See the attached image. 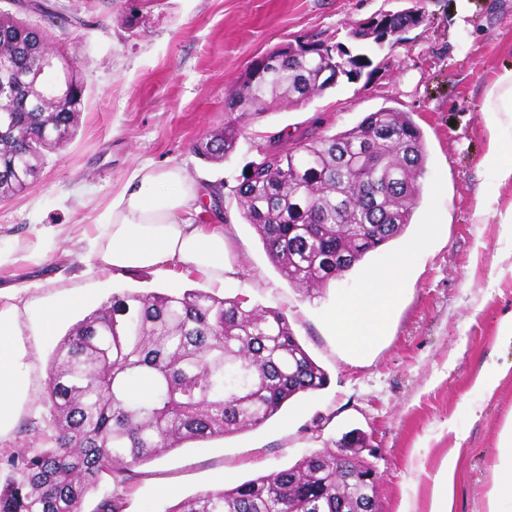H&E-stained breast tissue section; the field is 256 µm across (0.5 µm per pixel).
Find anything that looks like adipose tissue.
<instances>
[{
	"instance_id": "ef3b65f1",
	"label": "adipose tissue",
	"mask_w": 512,
	"mask_h": 512,
	"mask_svg": "<svg viewBox=\"0 0 512 512\" xmlns=\"http://www.w3.org/2000/svg\"><path fill=\"white\" fill-rule=\"evenodd\" d=\"M483 116L490 133L482 167L501 183L512 182V69H503L484 98ZM209 200L181 167L147 163L135 169L113 198L101 232L88 243L90 270L158 271L170 266L224 280L225 234L200 223ZM399 270L372 273L366 288L341 294L328 317L339 345L349 354L368 355L384 338L401 296ZM17 316L0 309V432L13 423L26 372L21 362ZM497 477L488 512L512 504V422L503 430Z\"/></svg>"
}]
</instances>
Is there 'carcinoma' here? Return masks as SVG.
<instances>
[{
    "instance_id": "1",
    "label": "carcinoma",
    "mask_w": 512,
    "mask_h": 512,
    "mask_svg": "<svg viewBox=\"0 0 512 512\" xmlns=\"http://www.w3.org/2000/svg\"><path fill=\"white\" fill-rule=\"evenodd\" d=\"M385 21L392 32L416 26L397 12ZM369 64L364 54L336 55L349 75ZM327 66L316 52L252 61L253 74L228 94L224 127L194 153L223 161L242 119L323 93ZM84 95L78 66L49 50L41 27L0 10V201L26 188L45 152L74 136ZM260 153L234 193L271 263L308 295L404 233L427 160L419 127L392 108L331 135L271 136ZM326 384L280 310L198 289L114 292L57 345L42 394L47 429H34L43 447L10 461L0 512H83L103 479L121 487L138 465L189 442L259 427L290 399ZM363 469L355 452L339 460L315 452L167 512H361L377 502V485L344 474ZM123 508L114 491L94 512Z\"/></svg>"
}]
</instances>
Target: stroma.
<instances>
[{
	"label": "stroma",
	"instance_id": "obj_1",
	"mask_svg": "<svg viewBox=\"0 0 512 512\" xmlns=\"http://www.w3.org/2000/svg\"><path fill=\"white\" fill-rule=\"evenodd\" d=\"M63 19L48 29L50 48L80 67L85 86L78 128L47 152L37 178L0 201V297L17 307L27 350L29 397L0 434V478L7 462L41 442L29 428L47 413L41 399L50 357L66 334H38L35 310L76 299L75 319L112 291L172 293L201 289L240 296L288 318L329 376L321 391L291 400L263 425L191 442L134 470L124 512H167L184 498L230 487L337 448L364 432L362 460L378 475L379 512H430L442 462L450 512H487L504 424L512 419V340L500 323L512 313V184L483 171L489 144L482 114L495 76L512 67V0H51ZM417 7L423 22L383 46L353 41L355 22ZM322 39L367 55L370 67L340 79L299 107L279 106L246 121L221 163L193 146L223 127L224 99L251 60L296 38ZM389 107L410 115L426 148V173L404 233L368 256L318 297L292 287L271 264L233 189L267 136L333 134ZM153 162L177 165L220 191L199 220L225 230L224 282L180 266L164 271L85 275L81 238L130 174ZM54 224L67 235L39 237ZM404 261L403 293L385 338L366 357L345 352L327 316L336 297L365 287L371 271ZM497 378L493 391L478 386Z\"/></svg>",
	"mask_w": 512,
	"mask_h": 512
}]
</instances>
